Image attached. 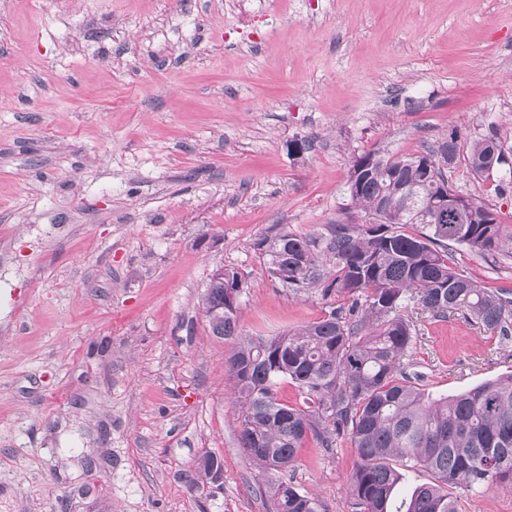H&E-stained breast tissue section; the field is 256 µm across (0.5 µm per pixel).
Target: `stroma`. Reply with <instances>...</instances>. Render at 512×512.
I'll return each mask as SVG.
<instances>
[{"label": "stroma", "mask_w": 512, "mask_h": 512, "mask_svg": "<svg viewBox=\"0 0 512 512\" xmlns=\"http://www.w3.org/2000/svg\"><path fill=\"white\" fill-rule=\"evenodd\" d=\"M491 132L512 154V0H0V512H271L208 274L245 275V336L347 309L258 242L336 222L356 156L452 133L450 180L512 225V176L464 154ZM452 260L512 287V254ZM402 314L433 395L512 373V338ZM208 453L222 480L189 487ZM355 461L311 439L295 481L351 512Z\"/></svg>", "instance_id": "obj_1"}]
</instances>
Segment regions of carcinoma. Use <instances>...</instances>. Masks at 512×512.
<instances>
[{
	"mask_svg": "<svg viewBox=\"0 0 512 512\" xmlns=\"http://www.w3.org/2000/svg\"><path fill=\"white\" fill-rule=\"evenodd\" d=\"M495 135L470 142L467 165L476 178L499 172ZM352 162L345 194L362 213L315 235L280 233L262 240L269 276L294 291L326 284L324 294L347 297L346 313L278 336L238 337L229 293L241 273L216 267L201 298L211 333L238 339L226 369L242 415L238 441L272 477L274 512H326L291 474L308 437L336 454L344 436L357 461L350 477L353 512H462L461 499L493 483L512 484V374L462 394L433 398L407 372L411 302L431 317L456 314L502 338L512 336V288H487L456 268L448 244L481 256L512 252V231L475 203L457 222L435 199L442 171L456 159L450 138L438 149ZM291 382L303 405L278 397ZM428 470L432 482L398 498L399 467Z\"/></svg>",
	"mask_w": 512,
	"mask_h": 512,
	"instance_id": "obj_1",
	"label": "carcinoma"
}]
</instances>
